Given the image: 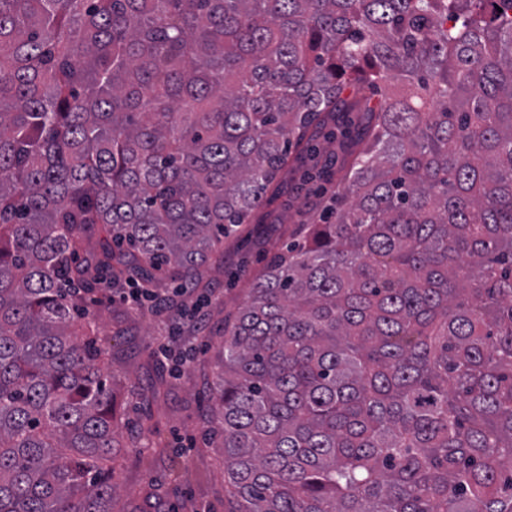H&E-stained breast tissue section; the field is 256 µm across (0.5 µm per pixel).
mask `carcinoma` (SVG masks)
<instances>
[{"label": "carcinoma", "mask_w": 512, "mask_h": 512, "mask_svg": "<svg viewBox=\"0 0 512 512\" xmlns=\"http://www.w3.org/2000/svg\"><path fill=\"white\" fill-rule=\"evenodd\" d=\"M338 112L373 150L224 321L231 512H512V0H0V512H115L68 284L210 287Z\"/></svg>", "instance_id": "1"}]
</instances>
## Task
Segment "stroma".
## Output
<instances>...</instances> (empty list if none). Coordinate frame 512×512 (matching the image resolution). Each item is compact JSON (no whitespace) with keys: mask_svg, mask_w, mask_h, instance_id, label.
<instances>
[{"mask_svg":"<svg viewBox=\"0 0 512 512\" xmlns=\"http://www.w3.org/2000/svg\"><path fill=\"white\" fill-rule=\"evenodd\" d=\"M281 181L273 201L255 212L247 234L225 239L223 257L207 264L204 279L212 292L202 330L171 339L169 313L141 318L120 300L128 283L98 293V337L112 351V364L104 374L112 379L123 418L121 438L129 440L144 415H151L153 425L151 450L140 453L125 446L118 451L116 512L227 510L223 451L208 442L203 424L217 409L206 381L215 370L225 316L242 307L267 260L282 249L297 224L309 219L298 177L286 172ZM189 343L197 352L180 372L160 367V346L177 349Z\"/></svg>","mask_w":512,"mask_h":512,"instance_id":"1","label":"stroma"}]
</instances>
